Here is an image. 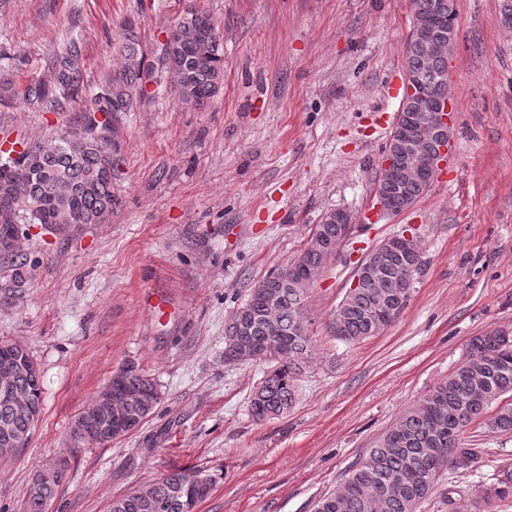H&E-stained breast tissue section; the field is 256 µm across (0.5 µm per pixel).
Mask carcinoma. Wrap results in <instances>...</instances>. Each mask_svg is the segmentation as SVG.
<instances>
[{"mask_svg": "<svg viewBox=\"0 0 512 512\" xmlns=\"http://www.w3.org/2000/svg\"><path fill=\"white\" fill-rule=\"evenodd\" d=\"M443 15L454 23V0H413V16ZM122 67L94 95L84 109L79 128L58 139L21 144L22 150L0 151V241L11 239L18 224H104L117 198L112 191L118 171L112 160V117L130 112L144 96L145 56L131 25L121 35ZM163 62L171 74L181 104L201 109L219 92L224 77V48L211 18L199 9L185 11L177 30L166 39ZM407 70L430 73L439 84L448 80V56L432 55L421 45H407ZM50 81L35 80L24 102L44 112H66L84 87L81 51L76 41L50 60ZM425 182H403L391 194L401 210L428 190ZM347 227L322 222L312 235L331 246L345 237ZM336 253L301 250L302 268L323 267ZM367 259L378 271L358 288H349L336 307L330 327L336 337L358 343L389 326L407 306L412 284L404 283L406 268H421V251L401 260L375 250ZM28 254L20 246L0 253V292L11 299L22 293L30 273ZM308 289L296 285L284 266L270 272L250 289L224 329V344L238 338L236 324L247 329L244 339L260 353L269 368L252 393L249 410L256 420L279 417L295 402V384L312 346L306 324ZM120 389L152 391L156 384L133 362L121 367ZM20 398L42 409L43 383L37 371H20L13 379ZM495 409L489 413V409ZM485 425L489 431H512V331L495 329L470 339L466 354L447 377L405 411L397 424L368 450L367 456L345 471L336 487L316 503L315 512H418L421 503L439 494L451 512H486L496 501L512 498V468L501 470L496 481L474 499L458 495L446 476L478 473L487 450L471 448L467 428ZM25 430L33 426L28 413L0 400V428ZM107 421L84 428L80 438L105 445L116 436L105 432ZM199 471L170 470L155 479L158 508L142 507L133 490L112 500L111 512H189L194 503L186 481ZM56 485L30 488L27 512H46Z\"/></svg>", "mask_w": 512, "mask_h": 512, "instance_id": "1", "label": "carcinoma"}]
</instances>
